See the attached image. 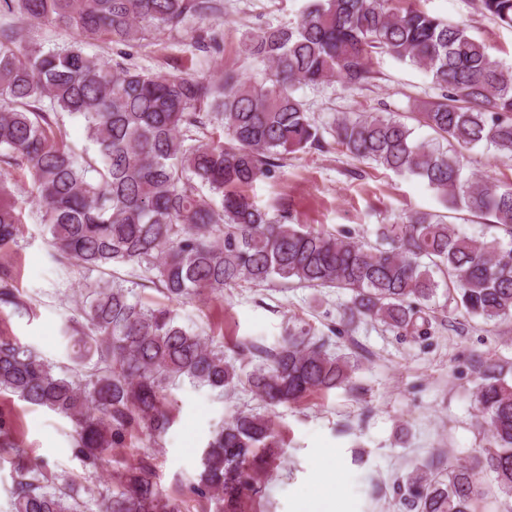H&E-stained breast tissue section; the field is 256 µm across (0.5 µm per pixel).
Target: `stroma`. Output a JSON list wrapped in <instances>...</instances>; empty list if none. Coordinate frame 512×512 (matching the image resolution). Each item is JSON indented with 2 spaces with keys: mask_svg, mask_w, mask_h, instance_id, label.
<instances>
[{
  "mask_svg": "<svg viewBox=\"0 0 512 512\" xmlns=\"http://www.w3.org/2000/svg\"><path fill=\"white\" fill-rule=\"evenodd\" d=\"M307 0H223L221 14L190 22L181 32H163L133 48L134 63L151 71L180 70L215 76L227 69L261 76V62L240 52L244 33L268 24H287ZM477 0H426V9L452 22H465L491 53L512 63V29L482 15ZM216 30L224 37L220 53L198 48L199 35ZM374 77L359 89L339 83L304 86L298 96L309 104L311 118L328 126L340 112L371 106L407 114L412 100H431L438 92L415 66L386 54L373 57ZM256 204L288 223L351 232L374 241L377 225L411 211L443 212L444 207L416 178L400 176L353 160L335 146L289 155L271 177L249 190ZM17 246L0 252L17 287L32 300L22 314H0V336L33 346L60 367L69 364L64 324L75 309L91 273L59 264L48 235L33 208H25ZM350 298L338 288H304L281 284H244L223 295L176 304L181 324L223 344L234 356L237 342L249 340L274 347L288 324L308 322L317 335L329 337L334 349L359 356L352 386L318 392L271 412L284 447L261 476L242 512H298L313 495L323 471L322 460H336L334 495L342 512H409L397 486L415 466L429 460L461 464L484 444L474 410L481 364L487 359L512 362V321L484 323L470 318L438 297L432 306L428 338L399 336L381 324L364 322L337 334L338 310ZM173 424L160 447L137 435L113 451L109 473L149 455L161 491L184 500L185 512H214V503L189 495L188 486L201 470V458L212 431L236 411H261L245 389L220 391L178 382L169 390ZM0 410L15 420V441L27 455L44 461L53 472L67 473L93 486L72 449V422L43 408L25 406L0 394Z\"/></svg>",
  "mask_w": 512,
  "mask_h": 512,
  "instance_id": "35a3bbf8",
  "label": "stroma"
}]
</instances>
